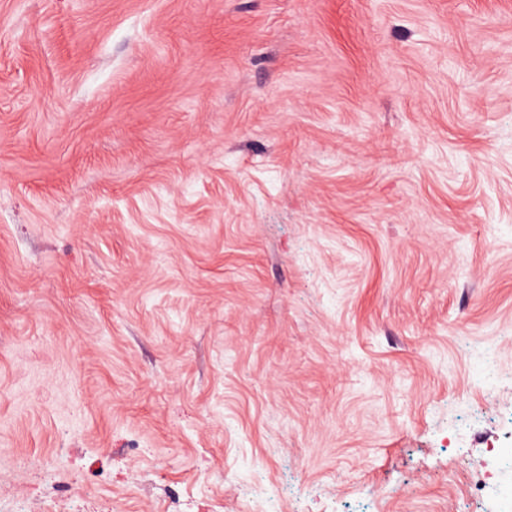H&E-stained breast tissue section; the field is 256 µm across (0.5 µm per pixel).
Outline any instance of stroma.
<instances>
[{
    "mask_svg": "<svg viewBox=\"0 0 512 512\" xmlns=\"http://www.w3.org/2000/svg\"><path fill=\"white\" fill-rule=\"evenodd\" d=\"M494 448L512 0H0V512H512Z\"/></svg>",
    "mask_w": 512,
    "mask_h": 512,
    "instance_id": "stroma-1",
    "label": "stroma"
}]
</instances>
